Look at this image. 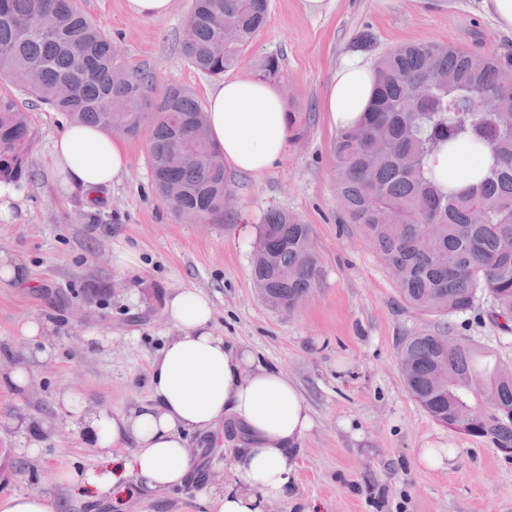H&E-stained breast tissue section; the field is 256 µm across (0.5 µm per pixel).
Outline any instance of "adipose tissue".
Instances as JSON below:
<instances>
[{"instance_id":"obj_1","label":"adipose tissue","mask_w":512,"mask_h":512,"mask_svg":"<svg viewBox=\"0 0 512 512\" xmlns=\"http://www.w3.org/2000/svg\"><path fill=\"white\" fill-rule=\"evenodd\" d=\"M373 65L348 54L327 84L322 106L331 128L344 131L367 112L374 94ZM206 113L213 142L230 168L260 175L282 157L288 142V105L278 88L254 77L219 81ZM490 162L485 149L461 146L430 163L451 188L471 181ZM130 163L124 140L100 127L64 123L54 137L48 166L65 193L92 194L111 187ZM164 312L179 333L148 371V398L115 414L88 410L83 395L60 392L61 407L80 422L100 456L126 448L122 468L69 473L74 484L108 488L131 479L135 490L157 496L185 486L201 466L191 445L218 444L217 428L232 422L244 439L231 461L236 481L211 485L215 512H264L268 500L287 495L298 446L313 425L309 407L287 375L219 333L201 291L175 290Z\"/></svg>"}]
</instances>
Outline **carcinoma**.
<instances>
[{"mask_svg":"<svg viewBox=\"0 0 512 512\" xmlns=\"http://www.w3.org/2000/svg\"><path fill=\"white\" fill-rule=\"evenodd\" d=\"M269 0H192L182 51L197 70L221 76L235 68L268 20ZM512 54L456 44L408 42L380 54L368 111L336 138V190L349 224L362 226L404 300L439 316L474 308L485 292L495 318L512 320ZM69 119L137 137L149 132L157 193L181 189L171 204L182 220L222 224L230 183L212 143L205 111L178 85L154 95L145 73L128 70L119 48L79 0H0V77ZM256 77H283L277 55ZM490 108H484L485 102ZM469 136L494 163L459 190L429 167L443 149ZM195 143L183 166L174 151ZM30 117L0 99V182L30 176ZM252 276L265 299L285 311L316 288L320 261L308 224L269 210L258 226ZM407 389L437 423L512 449V367L447 332L407 337L401 345Z\"/></svg>","mask_w":512,"mask_h":512,"instance_id":"cac0c4a2","label":"carcinoma"}]
</instances>
